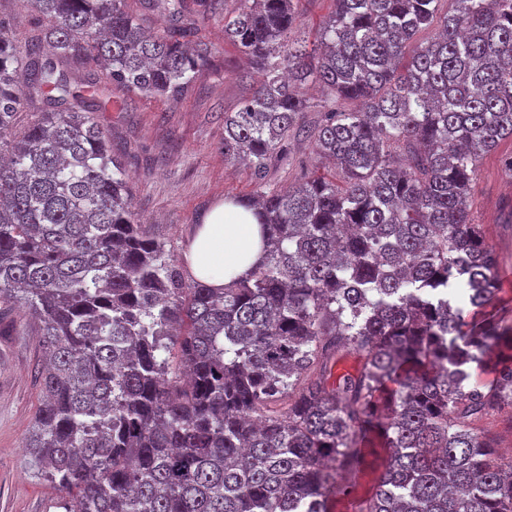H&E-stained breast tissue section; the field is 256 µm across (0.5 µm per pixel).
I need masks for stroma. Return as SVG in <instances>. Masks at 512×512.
Instances as JSON below:
<instances>
[{"label": "stroma", "instance_id": "obj_1", "mask_svg": "<svg viewBox=\"0 0 512 512\" xmlns=\"http://www.w3.org/2000/svg\"><path fill=\"white\" fill-rule=\"evenodd\" d=\"M197 36L211 49L209 62L178 100L127 99L108 72L73 67L74 80L90 79L112 104L95 118L122 162L137 218L182 260L198 224L219 203L252 195L255 177L224 160V115L251 86L248 64L224 40V0H206L194 15ZM512 153L503 140L484 155L472 185V210L499 258L495 300L512 325ZM38 326L18 303H0V512H59L65 493L48 482L25 446L40 398Z\"/></svg>", "mask_w": 512, "mask_h": 512}]
</instances>
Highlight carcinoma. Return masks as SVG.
Here are the masks:
<instances>
[{
	"label": "carcinoma",
	"instance_id": "cac0c4a2",
	"mask_svg": "<svg viewBox=\"0 0 512 512\" xmlns=\"http://www.w3.org/2000/svg\"><path fill=\"white\" fill-rule=\"evenodd\" d=\"M235 2L224 40L258 79L224 113V161L257 178L234 203L257 207L264 257L222 288L146 234L92 116L112 100L60 66L182 97L210 56L188 0H145L168 21L153 35L128 0H30L22 51L0 18V302L39 324L26 447L57 508L329 512L375 433L357 512H512V464L472 428L512 410V326L487 310L498 257L470 205L480 159L512 139V0H333L310 45L292 38L301 0ZM342 353L364 362L335 379ZM368 463L371 465L355 475H344V481L355 488L356 498L358 501L365 499L370 491L373 484V480L380 470V458L375 460V457L368 456ZM372 463V464H371Z\"/></svg>",
	"mask_w": 512,
	"mask_h": 512
}]
</instances>
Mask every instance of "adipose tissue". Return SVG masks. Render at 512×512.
Returning <instances> with one entry per match:
<instances>
[{"mask_svg":"<svg viewBox=\"0 0 512 512\" xmlns=\"http://www.w3.org/2000/svg\"><path fill=\"white\" fill-rule=\"evenodd\" d=\"M262 257L261 228L256 217L231 202L210 211L186 254L193 278L211 288L241 277Z\"/></svg>","mask_w":512,"mask_h":512,"instance_id":"adipose-tissue-1","label":"adipose tissue"}]
</instances>
